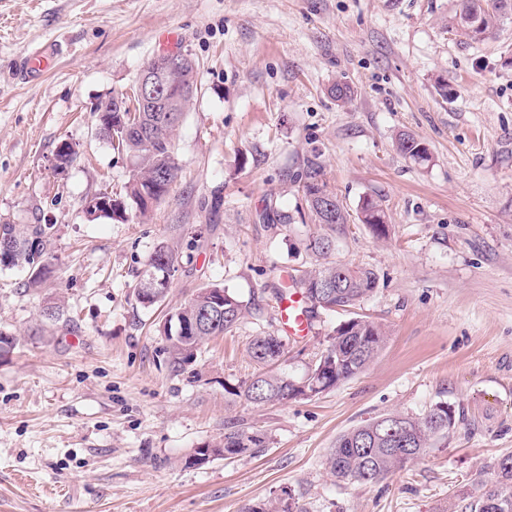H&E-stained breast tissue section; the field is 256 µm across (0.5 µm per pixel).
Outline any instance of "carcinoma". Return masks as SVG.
<instances>
[{
  "mask_svg": "<svg viewBox=\"0 0 512 512\" xmlns=\"http://www.w3.org/2000/svg\"><path fill=\"white\" fill-rule=\"evenodd\" d=\"M511 14L512 0H461L459 17L468 38L481 41L494 33L501 19ZM330 94L341 107L349 104L353 97L350 85L342 81L331 87ZM189 103L188 98L176 102L178 111L172 113V121L163 127L154 124L155 113H135L132 120L135 129L119 138L115 146V149L131 153L138 159L137 168L125 186V199L134 204L142 215L147 213L148 205L141 191L154 187L153 202L158 203L167 196L176 178L177 165L171 150V137L181 111ZM396 148L416 164L431 161L427 145L410 134H399ZM300 180L306 206L315 223L325 224L333 230L338 224L349 223L348 212L323 180L322 168L318 163L309 162ZM358 219L377 235H386L388 216L379 201L371 197L363 199ZM50 229L48 224H29L22 229L14 224H0V235L12 239L9 265L30 266L36 263V259L45 258L46 238ZM163 256L172 266L177 262L174 250L165 245L150 255L136 290V300L145 307L162 301L167 292L165 288L147 291L152 281L164 276L161 266ZM315 280L330 282L331 294L323 297L315 294L313 288L306 287V283ZM296 284L300 285L301 293L311 307L348 312L374 292L378 277L373 270L365 267L351 268L334 263L305 273ZM206 308L215 323L205 322L206 328L197 336H192L190 332H178L171 327L173 319L180 317L189 321ZM244 314L243 302L235 294L224 291V305L215 308L210 301L209 288L200 289L166 319L160 329L172 364L180 366L192 360L199 345L212 337L232 332ZM384 343L385 332L372 321L352 317L339 322L329 336L325 349L328 367V373L324 374L326 387L337 388L365 371ZM249 349L257 363L267 365L281 358L284 343L278 336L260 334L251 340ZM288 380L290 377L286 373L260 371L245 383L240 396L254 405L282 403L286 401ZM456 424L455 410L443 402L432 405L418 417L392 413L384 419L365 420L336 438L334 448L327 456V468L339 481H382L426 454L428 449L434 447L435 439L447 435ZM267 443V434L258 429L227 425L223 444L211 449L210 458L256 456L267 447ZM477 483L481 486V493L466 503L464 509L468 512H512V455L497 462L495 479L486 481L479 477Z\"/></svg>",
  "mask_w": 512,
  "mask_h": 512,
  "instance_id": "carcinoma-1",
  "label": "carcinoma"
}]
</instances>
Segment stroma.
Wrapping results in <instances>:
<instances>
[{
    "mask_svg": "<svg viewBox=\"0 0 512 512\" xmlns=\"http://www.w3.org/2000/svg\"><path fill=\"white\" fill-rule=\"evenodd\" d=\"M458 0H0V224H48L49 273L0 266V512H242L282 499L294 512H461L512 454V19L475 42ZM57 46L18 81L23 56ZM178 48L197 90L172 140L169 196L147 216L90 218L87 198L120 197L135 160L96 132L94 110L130 91L155 55ZM354 96L338 106L330 87ZM408 132L432 159L395 140ZM77 155L54 169L58 145ZM319 163L351 214L328 256L302 199ZM380 200L390 232L355 218ZM177 268L164 299L137 303L158 245ZM372 269L351 313L311 310L287 335L278 296L323 261ZM243 301L236 329L172 368L160 322L200 288ZM60 305L59 321L30 330ZM380 324L370 367L310 398L255 406L239 392L259 370L254 336L283 337L275 372L300 380L346 316ZM459 425L393 476L339 482L338 435L437 402ZM262 430L255 457L186 466L227 423ZM396 148L416 164H426L431 161V153L427 145L413 135L399 134L396 138Z\"/></svg>",
    "mask_w": 512,
    "mask_h": 512,
    "instance_id": "35a3bbf8",
    "label": "stroma"
}]
</instances>
